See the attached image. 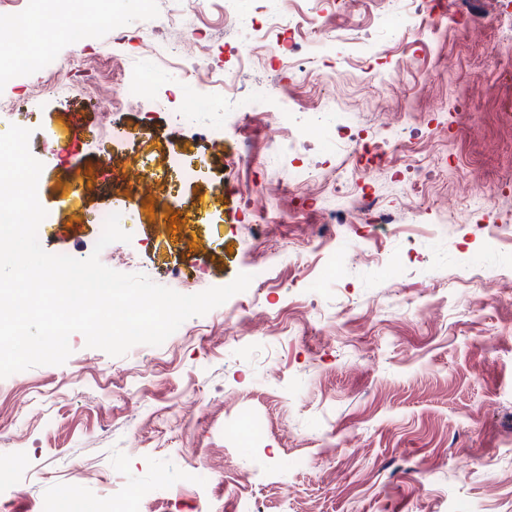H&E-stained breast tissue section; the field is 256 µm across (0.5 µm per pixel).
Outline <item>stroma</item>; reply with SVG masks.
I'll return each instance as SVG.
<instances>
[{
    "mask_svg": "<svg viewBox=\"0 0 512 512\" xmlns=\"http://www.w3.org/2000/svg\"><path fill=\"white\" fill-rule=\"evenodd\" d=\"M154 6L101 27L76 75L73 49L58 39V68L37 79L38 95L0 79V134L30 129L43 164L37 194L50 220L39 242L88 258L97 214L139 173L148 188L124 226L131 241L112 245L114 270L126 272L131 255L135 272L196 294L278 249L281 286L186 320L164 348L113 357L75 333L64 364L0 379V512H107L113 496L143 491L147 512H238L244 496L254 512H512V295L498 280L512 267V65L492 61L512 40L503 26L512 0H443L447 19L472 13L485 24L431 40L422 26L384 24L380 0H338L318 16L307 0H290L302 22L295 64L315 70L300 85L288 67L271 66L265 46L225 26L224 0ZM166 14L172 23L159 27ZM186 22L207 33L215 77L229 90L273 79L303 108L323 91L335 99L312 136L324 178L298 196L335 206L345 118L361 138L385 144L401 129L407 142L344 175L347 188L398 211L403 186L416 184L425 220L359 222L319 250L309 242L315 207L281 201L263 235H244L240 186L290 181L288 166L266 157L285 132L274 124L252 138L225 123L220 94L194 127L155 103L172 90L183 107L194 100L189 64L149 52L179 42ZM317 23L358 45L321 50ZM116 59L149 72L142 101L113 106ZM212 125L223 126V144L207 134ZM448 156L459 178L449 177ZM186 168L196 177L183 178ZM470 188L482 209H463ZM494 224L504 236L489 252ZM367 243L378 261L351 264Z\"/></svg>",
    "mask_w": 512,
    "mask_h": 512,
    "instance_id": "stroma-1",
    "label": "stroma"
}]
</instances>
